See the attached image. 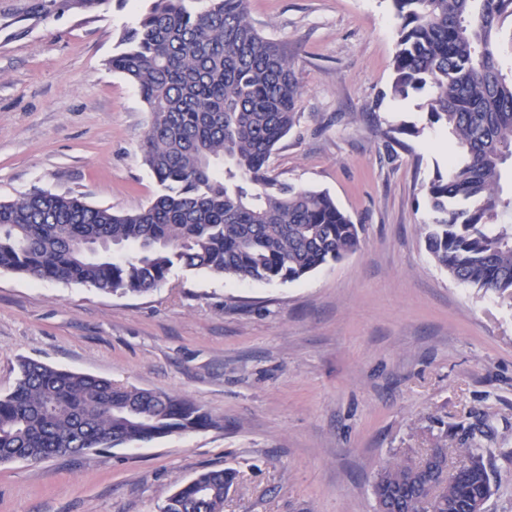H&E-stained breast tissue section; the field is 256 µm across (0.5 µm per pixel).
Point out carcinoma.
Returning a JSON list of instances; mask_svg holds the SVG:
<instances>
[{"mask_svg": "<svg viewBox=\"0 0 512 512\" xmlns=\"http://www.w3.org/2000/svg\"><path fill=\"white\" fill-rule=\"evenodd\" d=\"M391 3V94L428 92L431 122L460 149L446 174L423 185L433 212L423 225L426 249L453 280L512 300V197L500 190L512 158V76L499 63L502 48L512 51V33L503 41L512 0ZM108 64L150 112L140 154L156 197L126 214L41 190L0 202V271L144 294L175 268L292 282L359 249L360 225L328 193L269 175L273 151L299 120L300 91L283 47L251 22L248 0H151ZM223 424L184 397L24 361L0 396V462ZM450 453L470 461L466 481L448 480ZM381 471L373 493L385 512H470L492 495L484 449L473 440L410 448ZM235 477L201 472L162 512H224Z\"/></svg>", "mask_w": 512, "mask_h": 512, "instance_id": "obj_1", "label": "carcinoma"}]
</instances>
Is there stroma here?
<instances>
[{"label": "stroma", "instance_id": "obj_1", "mask_svg": "<svg viewBox=\"0 0 512 512\" xmlns=\"http://www.w3.org/2000/svg\"><path fill=\"white\" fill-rule=\"evenodd\" d=\"M145 0H0V202L36 189L128 213L157 182L150 114L109 69ZM301 87L269 166L325 190L361 247L307 277L239 282L174 270L112 295L0 271V395L20 360L187 397L220 429L0 464V512H160L206 469L237 478L224 512H376L371 482L404 448L485 423L493 494L512 512V302L454 281L427 252L422 186L454 139L424 96L390 93V0H249ZM409 127L401 142L395 129Z\"/></svg>", "mask_w": 512, "mask_h": 512}]
</instances>
